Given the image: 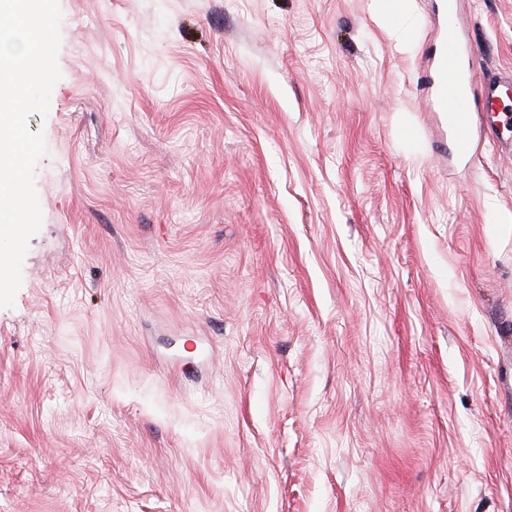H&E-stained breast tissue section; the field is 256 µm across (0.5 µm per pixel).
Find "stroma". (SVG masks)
<instances>
[{"label":"stroma","instance_id":"1","mask_svg":"<svg viewBox=\"0 0 512 512\" xmlns=\"http://www.w3.org/2000/svg\"><path fill=\"white\" fill-rule=\"evenodd\" d=\"M440 0H59L0 308V512H512V144ZM475 73L512 0H454ZM434 96L436 100L446 102L444 112H448V128L452 132L456 150L463 155L470 153L473 145V115L484 112L494 123L511 131V105L504 100H511L512 82L497 73L482 74L481 99L479 110L475 109V98L471 90L475 85V75L469 68L465 70L461 59L460 45L452 31L448 30L444 44L432 74ZM508 85V86H507ZM504 116V119L500 118ZM496 119L494 121L493 119Z\"/></svg>","mask_w":512,"mask_h":512}]
</instances>
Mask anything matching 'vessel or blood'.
Wrapping results in <instances>:
<instances>
[{
    "label": "vessel or blood",
    "instance_id": "b4317fda",
    "mask_svg": "<svg viewBox=\"0 0 512 512\" xmlns=\"http://www.w3.org/2000/svg\"><path fill=\"white\" fill-rule=\"evenodd\" d=\"M434 96L445 101L448 127L456 150L469 154L473 145V111L481 109L488 118L498 119L512 113V79L496 73L475 77L464 69L460 45L455 35H448L432 74ZM480 86V97H472L473 86Z\"/></svg>",
    "mask_w": 512,
    "mask_h": 512
}]
</instances>
